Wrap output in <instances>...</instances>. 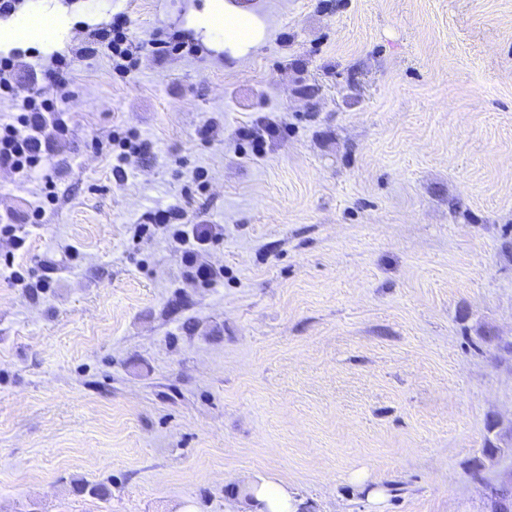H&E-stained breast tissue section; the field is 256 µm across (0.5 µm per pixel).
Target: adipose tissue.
<instances>
[{
    "label": "adipose tissue",
    "instance_id": "1",
    "mask_svg": "<svg viewBox=\"0 0 512 512\" xmlns=\"http://www.w3.org/2000/svg\"><path fill=\"white\" fill-rule=\"evenodd\" d=\"M60 5L36 15H28L17 24L0 30L5 38L26 42H44L55 36ZM306 502L288 486L264 477L244 478L231 504V512H303Z\"/></svg>",
    "mask_w": 512,
    "mask_h": 512
}]
</instances>
